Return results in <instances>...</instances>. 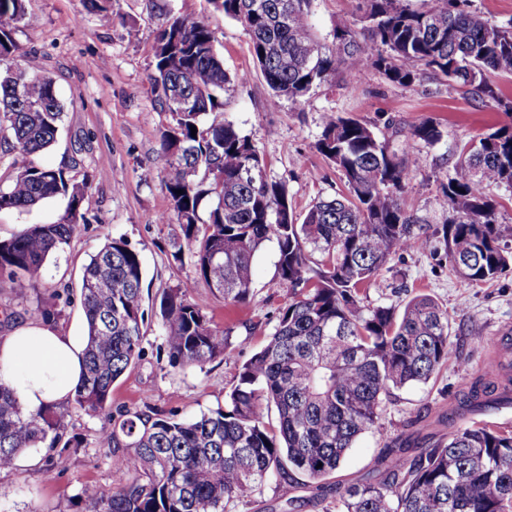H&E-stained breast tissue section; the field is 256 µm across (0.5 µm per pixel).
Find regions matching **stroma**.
I'll list each match as a JSON object with an SVG mask.
<instances>
[{
  "label": "stroma",
  "instance_id": "35a3bbf8",
  "mask_svg": "<svg viewBox=\"0 0 512 512\" xmlns=\"http://www.w3.org/2000/svg\"><path fill=\"white\" fill-rule=\"evenodd\" d=\"M365 10L366 0H314L313 29L322 41L332 42L337 25L361 28ZM168 14L209 24L224 68L235 78L212 117L232 122L253 139L268 178L286 183L301 214L318 197L345 189L339 173L315 149L326 113L358 118L379 133L390 121L404 125L433 118L446 136L423 148V161L403 202L420 223L443 224L446 213L437 203L441 159L512 124V114L499 105L512 98V77H495L494 99H478L465 88L433 79L401 87L372 73L357 83L335 78L299 104L285 99L273 104L242 26L215 10L210 0H119L108 10L90 8L88 0H26L25 18L14 33L23 65L30 74L52 77L65 105L56 143L35 161L66 169L86 184L85 220L69 245L47 259L37 286L0 288V336L16 322L29 320L31 310L50 304L56 289L70 292L57 326L83 323L82 268L107 238H124L143 266L145 355L114 384L111 408H151L188 419L223 406L241 365L272 334L288 287L277 273V248L271 241L255 257L253 294L240 305L213 295L200 282L191 254L175 250L180 229L169 218L166 159L160 149V134L171 116L157 108L149 80L156 31ZM65 209V200L56 199L29 212L2 210L0 239L30 224L54 223ZM186 283L194 284L192 299L214 324L231 332L223 359L201 370L171 367L163 350L160 297ZM418 293L447 307L451 339L465 367L442 369L427 384L386 400L376 427L349 450L337 481L367 476L389 442L412 446L447 436L448 425L439 421L442 409L481 374L499 336L512 328V270L491 283L467 284L449 272L443 243L394 258L367 288L364 302L400 307ZM107 423L103 415L71 412L64 421L67 446L40 444L0 470V512H85L88 492H109L115 482L112 450L100 440ZM295 495L296 503H289L268 484L239 503L236 512H322L312 490L299 489Z\"/></svg>",
  "mask_w": 512,
  "mask_h": 512
}]
</instances>
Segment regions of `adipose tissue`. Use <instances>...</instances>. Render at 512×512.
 I'll return each mask as SVG.
<instances>
[{
	"instance_id": "obj_1",
	"label": "adipose tissue",
	"mask_w": 512,
	"mask_h": 512,
	"mask_svg": "<svg viewBox=\"0 0 512 512\" xmlns=\"http://www.w3.org/2000/svg\"><path fill=\"white\" fill-rule=\"evenodd\" d=\"M82 327L59 330L49 321H25L0 336V384L29 412L62 406L74 396L83 373Z\"/></svg>"
}]
</instances>
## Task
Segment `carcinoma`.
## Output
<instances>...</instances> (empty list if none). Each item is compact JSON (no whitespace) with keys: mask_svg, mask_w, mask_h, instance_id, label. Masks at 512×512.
I'll list each match as a JSON object with an SVG mask.
<instances>
[{"mask_svg":"<svg viewBox=\"0 0 512 512\" xmlns=\"http://www.w3.org/2000/svg\"><path fill=\"white\" fill-rule=\"evenodd\" d=\"M24 2L0 0V130L12 135L15 172L0 188V211H31L59 197L67 205L58 221L0 240V288L35 285L84 219L85 184L33 160L55 142L64 112L52 80L18 61L13 34ZM212 2L241 24L274 104H299L338 75L357 82L372 70L404 87L431 75L490 97V76L512 75V26L489 23L472 0H428L422 9L367 0L362 31L340 25L329 44L310 24L312 0ZM154 58L152 93L172 118L160 145L181 231L174 247L191 252L212 294L245 304L254 258L274 240L288 302L268 342L241 366L225 407L190 420L151 409L112 417L101 439L114 448L115 484L88 495L86 512H231L268 483L284 493L315 488L323 512H512V430L482 418L485 408L512 403V361L503 355L448 412L451 422L471 414L467 425L412 455L388 444L371 477L327 482L393 391L428 383L455 358L448 310L432 296L415 295L399 310L364 305L362 290L396 256L434 241L444 244L449 270L472 285L512 269V225L499 223L487 194L491 185L512 188V127L471 143L454 175L439 179L438 202L451 217L430 230L401 197L421 147L443 140L441 124H387L401 142L396 151L367 123L331 113L315 148L347 192L318 199L300 218L286 184L267 177L252 139L230 121L206 119L223 106L230 78L205 19L166 16ZM142 281L140 256L121 237L107 239L84 266L85 373L72 406L105 411L112 385L144 357ZM159 314L170 366L201 369L224 357L230 330L213 324L190 287L164 293ZM68 413L54 405L27 413L0 385V468L60 441Z\"/></svg>","mask_w":512,"mask_h":512,"instance_id":"1","label":"carcinoma"}]
</instances>
